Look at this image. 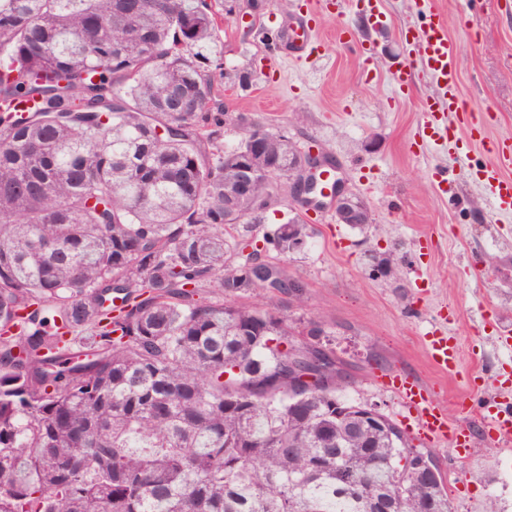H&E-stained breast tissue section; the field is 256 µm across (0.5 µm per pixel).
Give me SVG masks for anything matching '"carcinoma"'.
<instances>
[{
	"label": "carcinoma",
	"mask_w": 512,
	"mask_h": 512,
	"mask_svg": "<svg viewBox=\"0 0 512 512\" xmlns=\"http://www.w3.org/2000/svg\"><path fill=\"white\" fill-rule=\"evenodd\" d=\"M127 4L0 0V512H448L225 272L212 6Z\"/></svg>",
	"instance_id": "cac0c4a2"
}]
</instances>
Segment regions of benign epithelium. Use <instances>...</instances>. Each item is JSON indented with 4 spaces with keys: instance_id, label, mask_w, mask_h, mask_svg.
Wrapping results in <instances>:
<instances>
[{
    "instance_id": "benign-epithelium-1",
    "label": "benign epithelium",
    "mask_w": 512,
    "mask_h": 512,
    "mask_svg": "<svg viewBox=\"0 0 512 512\" xmlns=\"http://www.w3.org/2000/svg\"><path fill=\"white\" fill-rule=\"evenodd\" d=\"M242 134L248 148L234 159L236 177L224 187V223H240V209L245 203L255 212L266 211L284 180L288 181L292 198L306 207L331 210L338 224L364 226L372 223V214L366 203L348 193L341 181H334L328 192L320 188L319 174L323 163L319 156L295 147L288 152V166L281 167L273 145L283 136L249 122L243 124ZM260 181L268 185V191L262 197L256 196L254 191ZM355 411L361 428L385 430L391 425L375 405L364 404ZM440 477L442 473L429 462V456H423L419 465L420 480L431 484Z\"/></svg>"
}]
</instances>
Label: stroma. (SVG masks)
Here are the masks:
<instances>
[{"label":"stroma","instance_id":"stroma-1","mask_svg":"<svg viewBox=\"0 0 512 512\" xmlns=\"http://www.w3.org/2000/svg\"><path fill=\"white\" fill-rule=\"evenodd\" d=\"M301 0H210L217 23L208 75L213 109L223 113L220 142L234 148L242 125L258 122L302 149L325 158L332 178L361 197L374 222L357 229L336 223L328 210L307 209L288 192L272 200L260 223L229 231L231 242L263 244L278 224L300 216L304 247L279 257L288 277L301 280V299L267 290L245 303L274 310L295 330L316 325L351 385L345 396L375 404L398 426L406 411L385 389L389 375H409L464 425L476 447L467 459L455 449L415 436L410 446L428 453L450 489L452 512H484L495 502L512 512V452L500 450L471 406L498 392L512 372V350L497 330H512V214L492 211L474 177L491 163L490 142L512 140V0H431L455 49L460 95L468 111L490 114L487 141L415 148L421 105L435 93L405 30L419 29L427 11L416 0H382L388 26L368 27L353 10L323 11L315 47L290 55L283 41ZM354 33L343 43L342 28ZM413 68L405 97L392 80ZM398 262L396 274H373L372 259ZM461 345L457 367L434 368L425 336L434 328Z\"/></svg>","mask_w":512,"mask_h":512}]
</instances>
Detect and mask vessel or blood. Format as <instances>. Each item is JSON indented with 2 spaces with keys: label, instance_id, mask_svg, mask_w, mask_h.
I'll return each mask as SVG.
<instances>
[{
  "label": "vessel or blood",
  "instance_id": "vessel-or-blood-1",
  "mask_svg": "<svg viewBox=\"0 0 512 512\" xmlns=\"http://www.w3.org/2000/svg\"><path fill=\"white\" fill-rule=\"evenodd\" d=\"M347 0H304L305 11L295 27L288 31V43L294 52L304 53L312 43L311 22L315 14L328 7L344 9ZM406 39L415 46L424 67L438 84L439 94L427 98L421 107L424 136L427 140H447L455 143L457 129L478 132L476 122L470 121L459 96V77L454 66V50L446 29L437 15H430L423 28L406 32ZM480 184L489 186L496 211L512 213V146L502 143L496 148L495 163L478 170ZM427 349L433 365L441 370L454 367L459 349L456 341L440 333L427 339ZM387 386L408 412L409 433L449 444L458 451H467L470 438L465 427L452 423L448 409L428 390L406 377L391 378ZM482 421L495 435L500 446L512 445V412L488 411Z\"/></svg>",
  "mask_w": 512,
  "mask_h": 512
}]
</instances>
